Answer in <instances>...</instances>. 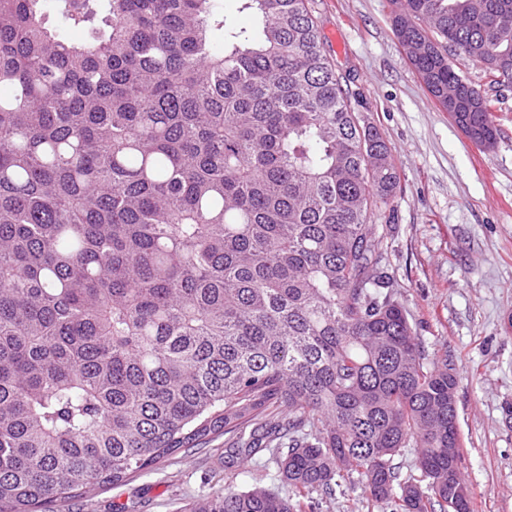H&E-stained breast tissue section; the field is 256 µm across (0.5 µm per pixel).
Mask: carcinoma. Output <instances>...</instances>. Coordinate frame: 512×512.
<instances>
[{
  "label": "carcinoma",
  "instance_id": "1",
  "mask_svg": "<svg viewBox=\"0 0 512 512\" xmlns=\"http://www.w3.org/2000/svg\"><path fill=\"white\" fill-rule=\"evenodd\" d=\"M236 2L253 29L217 0H58L55 28L0 0V512L222 434L224 467L264 456L288 494L229 481L184 512H316L352 471L393 512H471L456 378L377 273L383 134L312 0ZM391 3L432 98L495 144L451 56L512 84V0Z\"/></svg>",
  "mask_w": 512,
  "mask_h": 512
}]
</instances>
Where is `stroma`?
Wrapping results in <instances>:
<instances>
[{"label": "stroma", "mask_w": 512, "mask_h": 512, "mask_svg": "<svg viewBox=\"0 0 512 512\" xmlns=\"http://www.w3.org/2000/svg\"><path fill=\"white\" fill-rule=\"evenodd\" d=\"M390 0H315L328 57L382 132L401 190L374 221L381 271L428 351L455 368L462 471L473 512H512V87L491 149L474 145L426 91L391 25ZM223 436L128 485L97 486L69 512H180L227 479L277 489L254 459L225 470Z\"/></svg>", "instance_id": "1"}]
</instances>
